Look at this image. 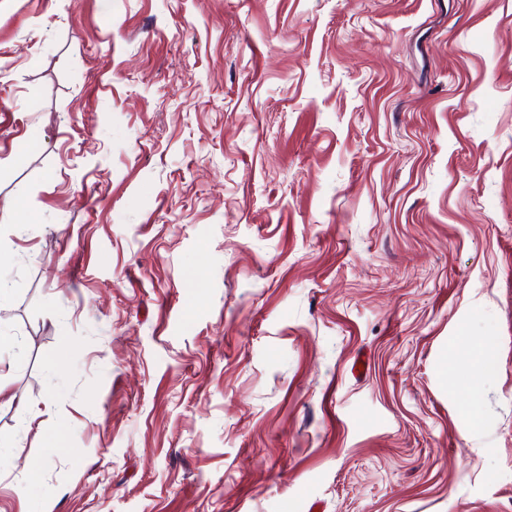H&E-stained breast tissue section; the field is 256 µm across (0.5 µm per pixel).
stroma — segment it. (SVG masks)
<instances>
[{
	"label": "stroma",
	"mask_w": 512,
	"mask_h": 512,
	"mask_svg": "<svg viewBox=\"0 0 512 512\" xmlns=\"http://www.w3.org/2000/svg\"><path fill=\"white\" fill-rule=\"evenodd\" d=\"M0 512H512V0H0Z\"/></svg>",
	"instance_id": "35a3bbf8"
}]
</instances>
